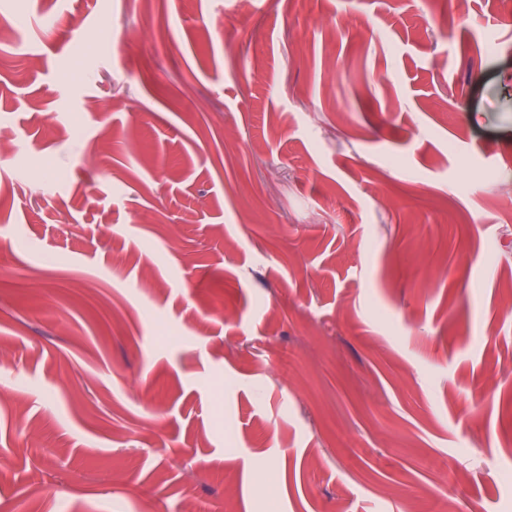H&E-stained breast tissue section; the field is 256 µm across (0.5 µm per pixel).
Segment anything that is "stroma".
<instances>
[{
    "instance_id": "35a3bbf8",
    "label": "stroma",
    "mask_w": 512,
    "mask_h": 512,
    "mask_svg": "<svg viewBox=\"0 0 512 512\" xmlns=\"http://www.w3.org/2000/svg\"><path fill=\"white\" fill-rule=\"evenodd\" d=\"M288 2L0 0V512H512V0ZM435 491L448 501V512L459 511L458 504L467 498L458 477L442 480L436 485Z\"/></svg>"
}]
</instances>
